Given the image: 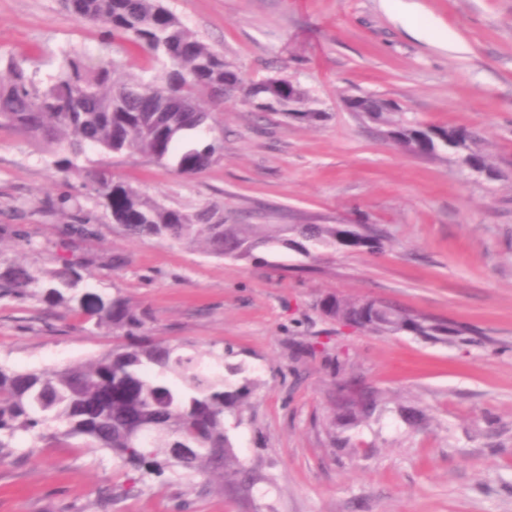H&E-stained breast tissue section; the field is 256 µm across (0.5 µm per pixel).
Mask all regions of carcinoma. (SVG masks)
Instances as JSON below:
<instances>
[{
  "instance_id": "obj_1",
  "label": "carcinoma",
  "mask_w": 512,
  "mask_h": 512,
  "mask_svg": "<svg viewBox=\"0 0 512 512\" xmlns=\"http://www.w3.org/2000/svg\"><path fill=\"white\" fill-rule=\"evenodd\" d=\"M69 13L106 29L162 64L148 80L124 77L119 64L106 56L67 53L58 73L38 85L23 67L10 60L11 77L0 81V127L16 130L41 144L54 165L67 175L85 179L98 206L130 238L159 242H205L209 254L246 259L259 248L309 247L366 249L377 253L384 236L379 229L345 224H226L219 211L204 207L189 212L168 206L140 188L116 181L109 158L141 154L157 162L175 160L177 171L195 174L223 151L213 135L211 112L198 93L210 92L214 103L239 95L257 118L276 112L316 126L325 118L309 108L303 89L288 90V78L268 77L247 84L241 71L224 59L163 0H60ZM364 120L388 130L393 141L428 156L448 152L470 171L495 173L488 159L472 150L477 132L467 127L439 126L406 112H367ZM88 148L107 160L90 170L78 165ZM83 280L70 265L34 269L10 264L0 269V296L37 299L51 307H70L71 291ZM326 314L347 326L374 334L408 333L423 339L452 342L469 329L412 315L395 305L369 299L323 300ZM75 311L123 338L87 364L39 370L0 366V460L12 441L24 435L50 446L82 439L108 451L121 466L140 477L166 472L188 482L219 472L225 485H237L238 461L224 426L250 393L249 383L233 385L213 372L204 355H189L151 336L148 317L120 297L103 300L87 293ZM379 395L357 387L342 389L333 425L357 424L376 408ZM194 448L183 459L177 449Z\"/></svg>"
}]
</instances>
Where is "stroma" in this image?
I'll use <instances>...</instances> for the list:
<instances>
[{"instance_id":"35a3bbf8","label":"stroma","mask_w":512,"mask_h":512,"mask_svg":"<svg viewBox=\"0 0 512 512\" xmlns=\"http://www.w3.org/2000/svg\"><path fill=\"white\" fill-rule=\"evenodd\" d=\"M246 81L286 77L327 121L257 119L214 107L222 157L194 175L140 155L115 179L228 224H374L378 253L281 247L248 259L125 237L81 178L57 174L28 138L0 128V267H78L79 292L126 298L155 338L242 368L253 391L225 426L246 486L232 492L127 471L86 446L16 439L0 462V512H512V0H167ZM59 0H0V56L47 82L64 53L108 52L124 75L159 63L106 44ZM391 100L420 119L482 130L499 172L421 157L380 137L343 101ZM69 197L68 209L46 200ZM88 214L82 234L73 216ZM329 296L381 299L468 327L452 344L375 335L326 318ZM111 329L32 300L0 298V365L85 362ZM374 387L372 417L329 426L339 381ZM120 492L104 505L101 492Z\"/></svg>"}]
</instances>
